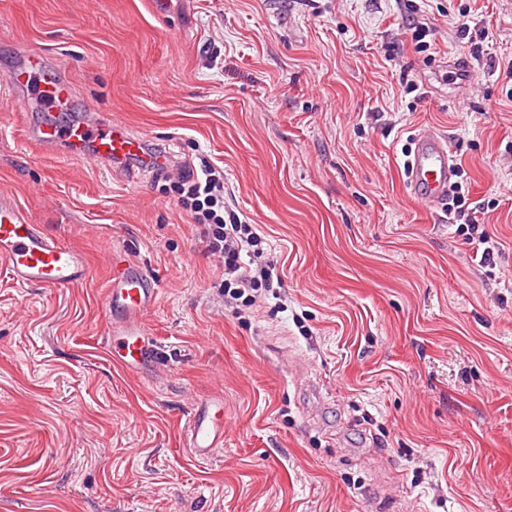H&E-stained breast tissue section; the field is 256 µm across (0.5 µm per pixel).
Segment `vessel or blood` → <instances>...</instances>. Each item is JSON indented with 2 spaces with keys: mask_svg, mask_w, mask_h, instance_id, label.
<instances>
[{
  "mask_svg": "<svg viewBox=\"0 0 512 512\" xmlns=\"http://www.w3.org/2000/svg\"><path fill=\"white\" fill-rule=\"evenodd\" d=\"M10 80L19 107L39 100L45 107L64 104L70 84L57 77L44 59H21ZM31 142L54 151L66 147L77 152L91 147L93 162H119L144 150V140L121 121L102 116L61 125L51 121L29 127ZM456 168L447 141L431 129H420L406 161L407 187L430 210H446L448 191ZM0 266L20 286L64 288L87 281L91 267L84 252L63 242L36 224L30 211L13 196L0 194ZM161 293L159 281L138 261L113 256L105 294L106 327L103 348L112 364L144 377L161 364L159 346L147 317ZM192 455L206 461L224 447V400L211 397L196 403L187 423Z\"/></svg>",
  "mask_w": 512,
  "mask_h": 512,
  "instance_id": "1",
  "label": "vessel or blood"
}]
</instances>
